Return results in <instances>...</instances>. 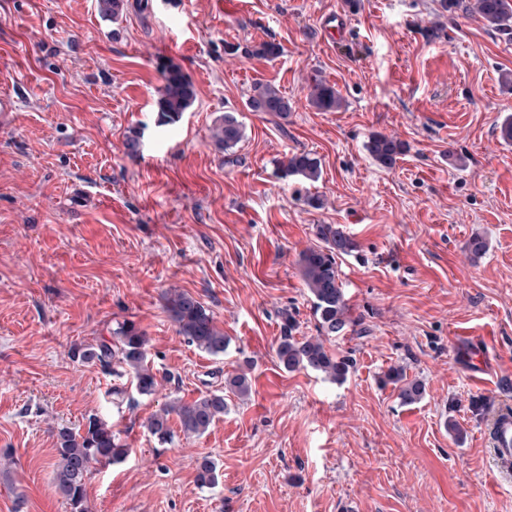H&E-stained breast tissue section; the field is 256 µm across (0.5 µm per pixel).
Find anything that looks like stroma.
<instances>
[{"mask_svg": "<svg viewBox=\"0 0 512 512\" xmlns=\"http://www.w3.org/2000/svg\"><path fill=\"white\" fill-rule=\"evenodd\" d=\"M461 2L124 0L108 21L96 0H0V91L16 107L0 125V512H69L54 432L92 415L129 454L94 466L89 512H512L483 435L512 408V143L499 133L512 35ZM263 42L278 55H249ZM163 60L197 93L165 126ZM317 79L340 108L310 106ZM258 82L288 97L287 118L247 109ZM227 110L244 137L225 152L210 135ZM375 134L404 144L394 166L368 154ZM300 152L320 160L318 181L284 175ZM320 224L357 244L338 261L355 324L325 340L354 362L340 385L276 357L282 313L296 336L319 333L297 261ZM171 287L209 311L224 354L178 334ZM124 322L148 338L156 395L70 355ZM460 336L490 354L481 383ZM392 366L424 383L419 403L381 384ZM241 371L249 396L206 434L175 419L168 442L150 434L165 403ZM205 458L212 487L196 482Z\"/></svg>", "mask_w": 512, "mask_h": 512, "instance_id": "obj_1", "label": "stroma"}]
</instances>
